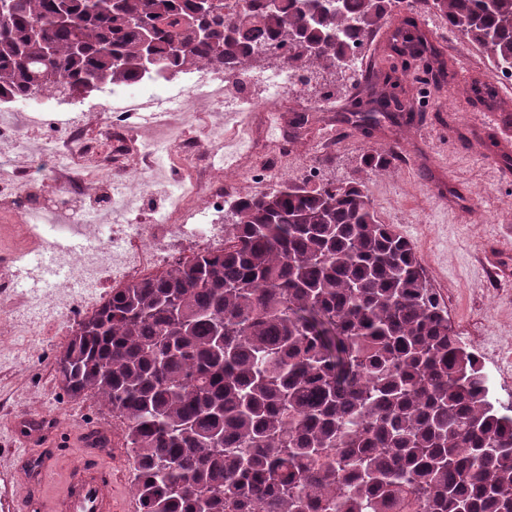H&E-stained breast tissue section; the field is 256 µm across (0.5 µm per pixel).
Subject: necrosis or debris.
I'll use <instances>...</instances> for the list:
<instances>
[{"instance_id": "obj_1", "label": "necrosis or debris", "mask_w": 512, "mask_h": 512, "mask_svg": "<svg viewBox=\"0 0 512 512\" xmlns=\"http://www.w3.org/2000/svg\"><path fill=\"white\" fill-rule=\"evenodd\" d=\"M264 100L250 99L230 72L204 67L157 85L137 80L108 92L95 106L96 123L80 99L37 102L0 99V223L19 216L45 252L41 261L15 265L0 254V289L21 280L44 281L48 291L20 316L23 326L47 332L70 321L105 282L121 285L151 275L167 261L165 247L190 258L192 252L224 245L217 219L224 209V177L258 164L264 173H281L288 149L281 141L250 139L233 164L215 162L209 136L223 137L224 120L240 113L265 114L286 102L297 79L285 68L254 73ZM207 110L216 118L207 138L179 139L169 156L191 192L171 186L173 201L163 220L141 203L146 190L163 182L162 173H145L134 164L129 144L144 125L174 123L179 113ZM44 129L31 147L30 127ZM138 140V139H137Z\"/></svg>"}]
</instances>
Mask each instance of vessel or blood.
Returning a JSON list of instances; mask_svg holds the SVG:
<instances>
[{"instance_id": "obj_1", "label": "vessel or blood", "mask_w": 512, "mask_h": 512, "mask_svg": "<svg viewBox=\"0 0 512 512\" xmlns=\"http://www.w3.org/2000/svg\"><path fill=\"white\" fill-rule=\"evenodd\" d=\"M72 473L65 493L53 504V512H113L110 473L90 468L82 460L74 463ZM38 480V472L21 477V486L12 504L13 512H31L35 502L32 491Z\"/></svg>"}]
</instances>
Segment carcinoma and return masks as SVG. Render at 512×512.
I'll return each mask as SVG.
<instances>
[{"label": "carcinoma", "instance_id": "cac0c4a2", "mask_svg": "<svg viewBox=\"0 0 512 512\" xmlns=\"http://www.w3.org/2000/svg\"><path fill=\"white\" fill-rule=\"evenodd\" d=\"M403 2L245 0L229 23L198 0H70L74 21L59 24L58 0H13L0 92L85 94L258 59L352 71L350 45ZM424 2L512 70V0ZM400 37L411 56L435 55L424 33ZM392 100L378 93L361 123L407 111ZM391 155L367 153L363 168L384 171ZM229 212L224 252L112 289L59 358L71 397L122 420L141 512H512V414L362 182H283L234 195Z\"/></svg>", "mask_w": 512, "mask_h": 512}]
</instances>
